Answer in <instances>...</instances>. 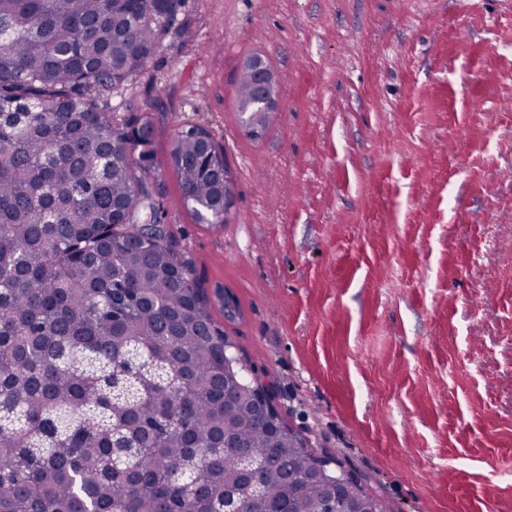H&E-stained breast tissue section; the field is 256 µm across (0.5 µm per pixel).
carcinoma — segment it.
Returning a JSON list of instances; mask_svg holds the SVG:
<instances>
[{"mask_svg":"<svg viewBox=\"0 0 512 512\" xmlns=\"http://www.w3.org/2000/svg\"><path fill=\"white\" fill-rule=\"evenodd\" d=\"M183 6L0 0V512H385L267 421L243 368L224 375V331L154 198L152 123L112 115ZM256 94L242 74L238 111L265 127ZM171 159L196 221L226 223L224 148L191 126Z\"/></svg>","mask_w":512,"mask_h":512,"instance_id":"1","label":"carcinoma"}]
</instances>
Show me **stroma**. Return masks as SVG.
I'll use <instances>...</instances> for the list:
<instances>
[{
    "mask_svg": "<svg viewBox=\"0 0 512 512\" xmlns=\"http://www.w3.org/2000/svg\"><path fill=\"white\" fill-rule=\"evenodd\" d=\"M111 101L149 115L168 233L287 424L386 512H512V0H186ZM278 107L250 137L243 63ZM198 125L235 184L182 203ZM244 69L252 72L258 82V102L264 112L271 113L277 109L278 97L274 92L276 77L261 58H252L244 64ZM257 87L255 80L248 74H242L237 94L238 111L246 113L247 117L266 128L269 117L264 112H258L254 104ZM183 204L200 224L226 223L234 181L224 178V148L200 126L179 132L171 150Z\"/></svg>",
    "mask_w": 512,
    "mask_h": 512,
    "instance_id": "35a3bbf8",
    "label": "stroma"
}]
</instances>
